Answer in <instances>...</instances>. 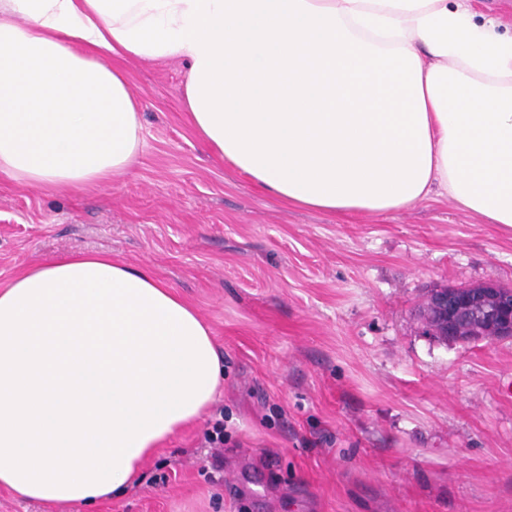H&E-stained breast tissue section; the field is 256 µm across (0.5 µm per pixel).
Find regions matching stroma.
I'll return each instance as SVG.
<instances>
[{"instance_id":"obj_1","label":"stroma","mask_w":512,"mask_h":512,"mask_svg":"<svg viewBox=\"0 0 512 512\" xmlns=\"http://www.w3.org/2000/svg\"><path fill=\"white\" fill-rule=\"evenodd\" d=\"M122 67L137 164L75 193L0 174V287L54 254L147 266L210 327L224 385L121 497L0 488V512H512V340L447 342L415 317L433 288L512 287V226L445 195L383 214L274 199L189 124L181 64Z\"/></svg>"}]
</instances>
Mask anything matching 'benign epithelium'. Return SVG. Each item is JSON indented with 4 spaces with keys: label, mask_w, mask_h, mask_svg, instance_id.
<instances>
[{
    "label": "benign epithelium",
    "mask_w": 512,
    "mask_h": 512,
    "mask_svg": "<svg viewBox=\"0 0 512 512\" xmlns=\"http://www.w3.org/2000/svg\"><path fill=\"white\" fill-rule=\"evenodd\" d=\"M418 317L424 330L437 323L441 335L451 341L471 342L482 339L485 331L499 340H512V300L495 284L476 287L472 294H454L448 290L435 293L429 307ZM474 324L471 332L463 334L460 324Z\"/></svg>",
    "instance_id": "obj_1"
}]
</instances>
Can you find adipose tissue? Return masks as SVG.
<instances>
[{
    "mask_svg": "<svg viewBox=\"0 0 512 512\" xmlns=\"http://www.w3.org/2000/svg\"><path fill=\"white\" fill-rule=\"evenodd\" d=\"M131 58L183 62L196 132L277 199L380 214L437 187L512 226V33L470 0H0V173L125 175ZM223 382L209 327L148 269L44 258L0 288V487L121 496Z\"/></svg>",
    "mask_w": 512,
    "mask_h": 512,
    "instance_id": "ef3b65f1",
    "label": "adipose tissue"
}]
</instances>
